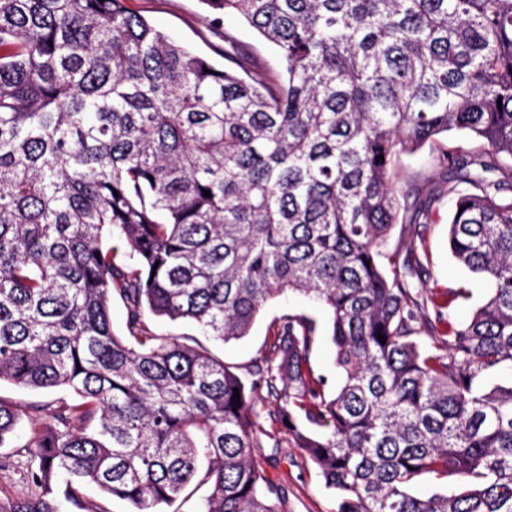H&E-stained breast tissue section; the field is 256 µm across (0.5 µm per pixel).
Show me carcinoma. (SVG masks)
Returning <instances> with one entry per match:
<instances>
[{"mask_svg": "<svg viewBox=\"0 0 512 512\" xmlns=\"http://www.w3.org/2000/svg\"><path fill=\"white\" fill-rule=\"evenodd\" d=\"M200 2L275 65L226 32L221 69L125 0H0V382L62 391L0 398V447L26 457L0 456L25 488L0 512H90L87 483L132 512L202 486L197 512H288L242 377L146 318L224 344L287 291L326 312L341 383L313 376L304 315L256 374L336 512H512V385L482 386L512 370V0ZM452 131L484 141L441 158L450 251L492 290L463 325L414 290L430 202L392 175ZM424 476L455 489L419 497Z\"/></svg>", "mask_w": 512, "mask_h": 512, "instance_id": "obj_1", "label": "carcinoma"}]
</instances>
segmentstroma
Wrapping results in <instances>:
<instances>
[{
	"label": "stroma",
	"mask_w": 512,
	"mask_h": 512,
	"mask_svg": "<svg viewBox=\"0 0 512 512\" xmlns=\"http://www.w3.org/2000/svg\"><path fill=\"white\" fill-rule=\"evenodd\" d=\"M127 7L151 21L171 39L209 57L215 65L224 63V36L232 34L251 54L257 67L273 64L274 47L263 40L244 20L227 15L219 25H212L199 0H126ZM479 140L451 132L442 134L419 151L401 156L397 163L398 187L418 183L434 192L430 205L431 221L425 231L430 258L425 286L437 305L448 307L455 323L467 321L489 295L488 287L467 268L458 264L448 248V222L451 202L441 187L445 172L438 159L446 150L459 147L470 151L479 148ZM470 289L469 299L449 302L451 289ZM288 315H308L325 322L326 315L305 296L287 293L273 302L256 320L248 336L238 341L213 345L215 354L233 367L245 382H255L256 364L269 353L274 341L272 323ZM256 408L268 435L262 440L257 462L263 477L283 487L288 496V512H336V497L323 486L317 468L306 461L291 441H274L279 425L274 420L277 402L267 388L256 392Z\"/></svg>",
	"instance_id": "stroma-1"
}]
</instances>
